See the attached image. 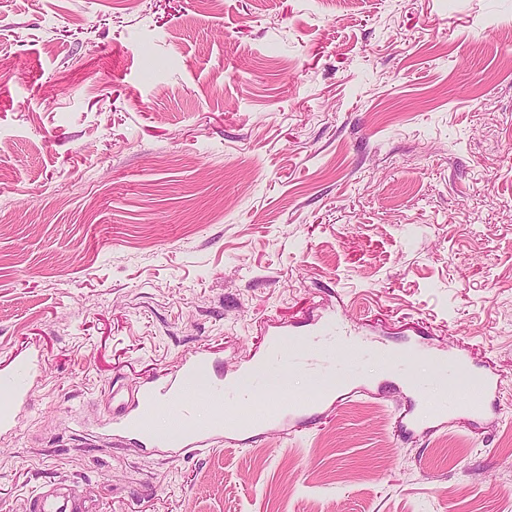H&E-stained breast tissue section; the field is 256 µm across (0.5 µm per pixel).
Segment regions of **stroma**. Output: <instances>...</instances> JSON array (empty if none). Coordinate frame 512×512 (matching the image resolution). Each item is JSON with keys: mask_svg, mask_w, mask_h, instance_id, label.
Returning a JSON list of instances; mask_svg holds the SVG:
<instances>
[{"mask_svg": "<svg viewBox=\"0 0 512 512\" xmlns=\"http://www.w3.org/2000/svg\"><path fill=\"white\" fill-rule=\"evenodd\" d=\"M512 0H0V512H512ZM348 323L369 394L174 458L105 438L108 392L268 332ZM496 371L406 436L372 349ZM1 385H7L10 391L2 394L0 400V428L15 429L19 418L15 408L19 400L28 392L34 374V363L27 357L11 356L5 366H1ZM476 384L475 397L461 399L452 395L447 401L438 403L437 409L430 416L424 415L414 406L401 408L398 417L400 428L405 432H414L421 428L428 429L430 428L428 425L438 422L443 414L455 411H463L473 418L481 417L485 412L488 398L491 394L498 392L500 385L494 374H485V381L482 384ZM61 486H43L30 500L29 512H89L84 502L71 493L59 491Z\"/></svg>", "mask_w": 512, "mask_h": 512, "instance_id": "obj_1", "label": "stroma"}]
</instances>
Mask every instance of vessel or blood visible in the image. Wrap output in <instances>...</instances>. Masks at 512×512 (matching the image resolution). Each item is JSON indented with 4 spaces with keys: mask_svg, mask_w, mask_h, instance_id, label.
<instances>
[{
    "mask_svg": "<svg viewBox=\"0 0 512 512\" xmlns=\"http://www.w3.org/2000/svg\"><path fill=\"white\" fill-rule=\"evenodd\" d=\"M351 339L350 331L338 321L331 324L328 332H316L288 347L282 346L278 336H269L265 358L284 367L283 372L276 375L255 364L228 376L217 370L216 360L208 350H197L182 360L177 375L135 381L130 387V399L121 400L109 411L112 428L119 434L134 437L143 446L167 448L178 456L223 440L234 442L240 436L261 433L277 422L303 425L326 402L361 395L365 387L356 380L340 378L335 387L325 390L317 387L311 395L300 397L289 389L287 368L298 365L311 377L323 380L328 375L325 368L328 346L341 348ZM33 374L34 363L26 356H11L7 364L0 367V383L9 388L8 393L0 395L1 429L16 428L15 408L27 394ZM247 379L254 380L253 391L262 398L267 415L250 416V407L242 400L240 389L241 382ZM498 390L495 375H486L475 397H449L439 403L432 415H424L412 406L401 408L399 425L403 431L412 432L455 411L473 418L481 417L490 395ZM30 512H88V509L75 495L49 486L40 488L32 496Z\"/></svg>",
    "mask_w": 512,
    "mask_h": 512,
    "instance_id": "b4317fda",
    "label": "vessel or blood"
}]
</instances>
